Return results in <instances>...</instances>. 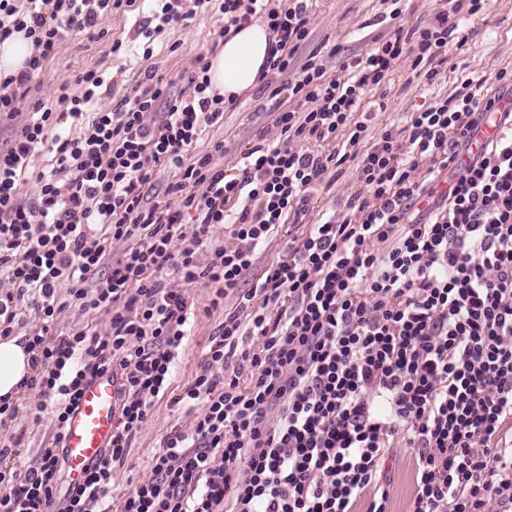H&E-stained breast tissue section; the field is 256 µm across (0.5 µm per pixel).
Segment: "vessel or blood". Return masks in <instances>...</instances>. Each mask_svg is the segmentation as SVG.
Returning <instances> with one entry per match:
<instances>
[{
  "mask_svg": "<svg viewBox=\"0 0 512 512\" xmlns=\"http://www.w3.org/2000/svg\"><path fill=\"white\" fill-rule=\"evenodd\" d=\"M118 384L103 375L85 388L63 432L68 477L73 485L83 483L88 467L112 444L116 426Z\"/></svg>",
  "mask_w": 512,
  "mask_h": 512,
  "instance_id": "1",
  "label": "vessel or blood"
}]
</instances>
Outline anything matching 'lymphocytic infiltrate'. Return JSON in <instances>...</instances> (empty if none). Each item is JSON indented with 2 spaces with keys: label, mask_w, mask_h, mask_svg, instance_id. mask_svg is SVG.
Here are the masks:
<instances>
[{
  "label": "lymphocytic infiltrate",
  "mask_w": 512,
  "mask_h": 512,
  "mask_svg": "<svg viewBox=\"0 0 512 512\" xmlns=\"http://www.w3.org/2000/svg\"><path fill=\"white\" fill-rule=\"evenodd\" d=\"M314 2L223 0L220 36L263 21L275 41L268 70L282 78L262 83L275 138L259 135L228 173L223 143L196 148L203 126L224 120L205 57L175 95L148 72L106 105L103 74L88 69L80 94L63 85L56 103L32 100L34 75L66 36L103 38L123 0H0V43L22 32L34 46L0 83V126L11 129L0 148V338L28 304L37 323L24 386L54 399L56 428L22 470L5 464L20 439L0 443V512H354L368 490L367 512H388L383 464L398 437L417 451L410 512H512V112L496 108L512 72L491 86L465 78L403 126L376 128L365 101L394 61L434 80L459 26L442 10L395 28L336 77L305 48ZM92 104L80 137L60 135ZM487 123L498 132L485 139ZM45 144L55 164L21 197ZM349 160L356 190L321 202L327 175ZM162 168L178 172L169 201L147 205ZM275 240L277 259L256 272ZM169 270L180 287L165 283ZM199 285L224 319L200 373L172 394L196 408L192 428L172 429L148 473L111 496L125 445L171 394ZM68 309L104 314L108 331L55 332ZM232 360L239 372L225 375ZM108 372L120 382L112 446L82 487L66 485L62 430L84 386Z\"/></svg>",
  "instance_id": "1"
}]
</instances>
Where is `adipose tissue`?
I'll list each match as a JSON object with an SVG mask.
<instances>
[{"mask_svg":"<svg viewBox=\"0 0 512 512\" xmlns=\"http://www.w3.org/2000/svg\"><path fill=\"white\" fill-rule=\"evenodd\" d=\"M270 32L255 22L226 36L219 52L210 60L211 88L230 99L257 87L266 69ZM31 353L19 336L0 341V399L18 397L21 385L33 370Z\"/></svg>","mask_w":512,"mask_h":512,"instance_id":"1","label":"adipose tissue"}]
</instances>
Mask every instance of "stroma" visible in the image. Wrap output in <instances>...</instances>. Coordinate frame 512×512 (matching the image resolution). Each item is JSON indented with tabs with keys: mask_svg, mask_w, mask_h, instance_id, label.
I'll list each match as a JSON object with an SVG mask.
<instances>
[{
	"mask_svg": "<svg viewBox=\"0 0 512 512\" xmlns=\"http://www.w3.org/2000/svg\"><path fill=\"white\" fill-rule=\"evenodd\" d=\"M446 2L402 0V14L395 21L390 17V0H317L307 46L332 50L328 69L336 75L343 62L364 54L375 38L387 37L394 23L408 28L425 25L436 12L445 9ZM221 3L222 0H211L208 9L197 11L187 24L162 26L153 36V55L146 59L135 27L150 15L153 5L151 0H134L132 6L122 7L103 19L104 38L91 41L71 35L63 41L55 58L33 78L39 98L55 99L60 85L73 84L76 74L89 68L103 72L116 100L137 85L148 70L171 81L173 92H180L184 87L183 75L193 69L199 55L209 54L217 32L224 25ZM459 28L466 41L461 46L449 43L434 83L415 76L408 61L395 62L385 82L373 92L374 97L383 98L386 103L385 110L377 114L378 127L404 125L408 113L421 109L432 99L450 96L462 79L490 81L499 69H512V0H489L477 17L461 20ZM116 41L121 42L122 49L115 53L111 47ZM272 109L273 102L268 95L250 92L239 96L234 106L225 109L222 124L204 129L199 144L206 147L223 143L225 163L235 164L259 132L275 138ZM191 295L198 314L177 363L174 383L178 386L190 382L199 373L209 338L221 320L220 315L205 312L211 296L209 288L197 286ZM192 420V413L182 405L166 398L156 400L148 421L124 450L126 464L116 471L115 492H122L145 473L173 427L190 429ZM54 432L53 413L49 410L42 412L39 419L21 417L0 427V436L22 439L19 455L13 460L18 468L30 464L38 449L51 442ZM415 455V449L401 443L386 462L389 512H409L414 493Z\"/></svg>",
	"mask_w": 512,
	"mask_h": 512,
	"instance_id": "obj_1",
	"label": "stroma"
}]
</instances>
